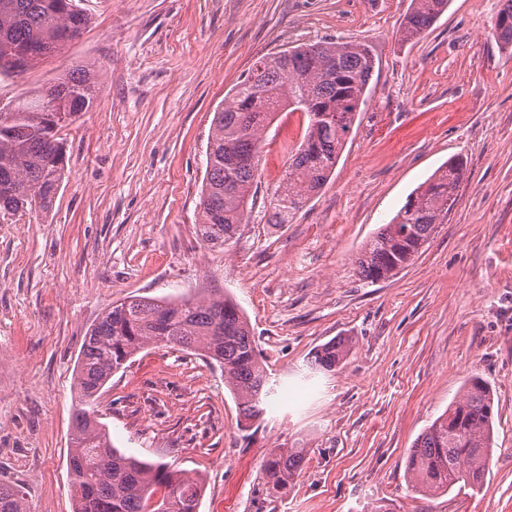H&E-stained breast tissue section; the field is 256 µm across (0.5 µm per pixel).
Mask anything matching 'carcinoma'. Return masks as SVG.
Returning a JSON list of instances; mask_svg holds the SVG:
<instances>
[{
    "label": "carcinoma",
    "mask_w": 512,
    "mask_h": 512,
    "mask_svg": "<svg viewBox=\"0 0 512 512\" xmlns=\"http://www.w3.org/2000/svg\"><path fill=\"white\" fill-rule=\"evenodd\" d=\"M448 0H411L403 40L427 31ZM91 16L77 0H0V76L12 77L14 59L30 68L57 53L87 29ZM492 36L512 56V0H500ZM369 45L317 42L260 58L214 112L200 191L197 234L211 248L226 247L249 221L255 203L262 131L277 112L307 115L301 142L288 157V172L269 202L270 224H286L330 179L373 74ZM44 89L18 95L0 111V212L50 213L66 177V147L57 133L92 104L97 76L75 69ZM464 177L463 162L450 159L407 198L388 224L355 259L358 277L378 282L407 266L448 218ZM190 351L221 367L244 420L265 411L275 393L256 352L247 318L229 296L129 297L108 307L85 337L74 374L77 405L72 416L69 470L73 512H199L200 481L163 463L140 460L112 445L97 418V400L112 374L148 345ZM347 340L330 341L311 356L304 379L336 370ZM493 399L475 376L460 398L428 426L411 448L407 472L420 492L443 495L455 486L480 489L493 449ZM303 448H278L264 462L268 488L280 490L300 474ZM0 512H29L24 492L0 484Z\"/></svg>",
    "instance_id": "obj_1"
}]
</instances>
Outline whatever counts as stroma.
Masks as SVG:
<instances>
[{
    "label": "stroma",
    "instance_id": "obj_1",
    "mask_svg": "<svg viewBox=\"0 0 512 512\" xmlns=\"http://www.w3.org/2000/svg\"><path fill=\"white\" fill-rule=\"evenodd\" d=\"M79 40L0 102L94 66L91 107L59 132L68 176L44 218L0 213V480L31 512H73L74 371L87 330L130 296L233 298L278 393L240 420L218 365L150 346L99 398L113 445L204 482L199 512H512V57L490 35L499 0H449L417 38L410 0H83ZM322 41L368 44L365 102L323 189L287 224L262 200L308 118L263 132L259 198L238 239L197 236L211 121L257 58ZM465 177L447 223L396 275L353 259L449 159ZM351 350L303 375L323 344ZM474 376L494 397L483 487L430 496L407 472L417 437ZM303 448L301 474L268 489L263 463Z\"/></svg>",
    "mask_w": 512,
    "mask_h": 512
}]
</instances>
